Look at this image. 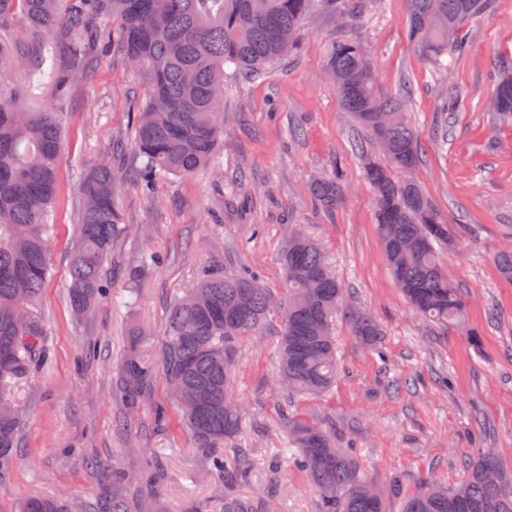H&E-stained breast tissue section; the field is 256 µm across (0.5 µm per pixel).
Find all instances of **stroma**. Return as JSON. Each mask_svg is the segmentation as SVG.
Returning a JSON list of instances; mask_svg holds the SVG:
<instances>
[{
  "label": "stroma",
  "mask_w": 512,
  "mask_h": 512,
  "mask_svg": "<svg viewBox=\"0 0 512 512\" xmlns=\"http://www.w3.org/2000/svg\"><path fill=\"white\" fill-rule=\"evenodd\" d=\"M407 15V0H378L351 30L373 59L381 92L412 85L410 118L422 148L412 177L445 222L463 227L446 255L466 303L462 323L416 314L389 272L363 176L365 156L380 152L324 73L337 35L332 22L305 23L294 55L229 86L221 167L167 174L148 190L131 181L142 160L125 146L131 101L144 98L146 82L120 57L106 56L67 117L47 230L49 273L36 308L46 357L12 388L22 424L0 512L42 496H64L79 512H94L112 490L116 463L152 473L158 512H224V482L207 472L162 372L129 416L118 371L137 327L147 331L142 354L156 359L167 302L203 271L250 269L281 297V252L299 229L320 241L344 287L334 323L340 373L320 397L280 386L275 314L240 342L233 393L244 414L235 444L248 449L251 463L240 494L265 503V512H317L315 492L291 462V416L325 427L355 451L384 490L388 512H399L401 497L426 480L456 485L484 448L512 471V280L496 265L499 253L512 250V120L489 105L497 68L512 63V0H494L467 25L465 53L441 83L408 42ZM115 142L124 145L116 179L126 231L105 264L107 294L79 316L68 298L79 182ZM337 166L347 191L328 215L315 206L310 185ZM148 253L158 262L129 300L128 274ZM354 309L382 325L379 351L352 335L347 313ZM160 406L167 411L161 425Z\"/></svg>",
  "instance_id": "1"
}]
</instances>
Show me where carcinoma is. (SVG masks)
Here are the masks:
<instances>
[{
	"mask_svg": "<svg viewBox=\"0 0 512 512\" xmlns=\"http://www.w3.org/2000/svg\"><path fill=\"white\" fill-rule=\"evenodd\" d=\"M365 0H0V70L35 69L47 80L55 106H27L22 86L0 83V484L14 465L21 416L10 398L12 383L28 373L42 352L36 304L48 275L44 235L56 193L64 114L78 87L104 53L136 58L148 87L137 106L133 146L142 158L136 177L147 184L161 174L190 175L216 163L224 138V90L230 77L250 78L298 48L281 33L299 31L311 15L326 20L358 18ZM491 0H408L407 39L448 72L464 49L467 24ZM22 17L27 27L16 26ZM112 19L116 26L104 24ZM450 63H445V59ZM325 70L334 74L347 111L382 147L387 164L369 161L365 179L374 190L378 235L390 271L411 306L431 321H462L464 298L448 278L437 246L451 247L459 227L441 221L427 196L410 179H397L420 162L421 148L408 116L411 87L379 91L372 59L357 39L338 35ZM497 114L512 115V69L495 75ZM95 161L79 184L80 210L70 261L69 298L78 315L88 313L103 291L102 268L124 233L114 177L115 155ZM317 207L333 213L345 195L340 171L316 180ZM284 298L248 273L207 271L196 287L170 302L166 339L158 352L162 373L209 471L224 479V512H257L236 493L250 481L244 449L228 459L218 452L241 424L232 399L231 369L238 343L259 331L279 310L280 379L289 388L320 395L336 380L332 319L342 287L320 245L295 233L282 254ZM352 333L368 346L381 328L369 313L352 312ZM153 373L136 350L120 367L119 390L129 411L137 409ZM288 445L314 487L318 512H387L386 500L364 473L358 456L336 446L332 432L301 418L288 419ZM130 476L112 466V496L98 512H128ZM18 512H69L62 497H33ZM401 512H512V478L489 448L478 453L466 476L442 489L430 484L403 501Z\"/></svg>",
	"mask_w": 512,
	"mask_h": 512,
	"instance_id": "carcinoma-1",
	"label": "carcinoma"
}]
</instances>
